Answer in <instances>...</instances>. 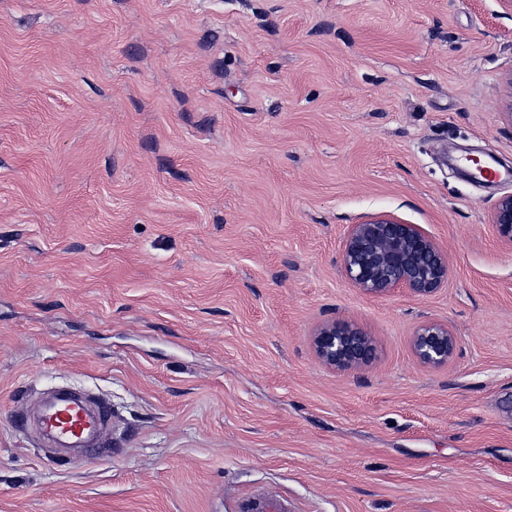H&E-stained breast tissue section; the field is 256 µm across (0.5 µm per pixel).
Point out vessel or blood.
<instances>
[{"instance_id": "vessel-or-blood-1", "label": "vessel or blood", "mask_w": 512, "mask_h": 512, "mask_svg": "<svg viewBox=\"0 0 512 512\" xmlns=\"http://www.w3.org/2000/svg\"><path fill=\"white\" fill-rule=\"evenodd\" d=\"M109 417L107 408L89 407L81 399L66 395L47 403L39 429L44 437L70 448H88L96 441ZM244 512H288L279 497L265 494L243 503Z\"/></svg>"}]
</instances>
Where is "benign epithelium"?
Returning a JSON list of instances; mask_svg holds the SVG:
<instances>
[{"label":"benign epithelium","mask_w":512,"mask_h":512,"mask_svg":"<svg viewBox=\"0 0 512 512\" xmlns=\"http://www.w3.org/2000/svg\"><path fill=\"white\" fill-rule=\"evenodd\" d=\"M492 224L499 240L512 247V195L498 200ZM342 270L354 287L373 295L406 288L427 297L448 282V259L440 248L417 225L383 217L350 225L343 241ZM457 344L451 328L439 322L420 325L412 339L415 357L433 368L448 364ZM312 347L325 366L339 373L370 365L375 354L373 338L345 321L319 326Z\"/></svg>","instance_id":"7a95c632"}]
</instances>
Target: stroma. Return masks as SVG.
<instances>
[{
	"label": "stroma",
	"mask_w": 512,
	"mask_h": 512,
	"mask_svg": "<svg viewBox=\"0 0 512 512\" xmlns=\"http://www.w3.org/2000/svg\"><path fill=\"white\" fill-rule=\"evenodd\" d=\"M460 155L512 168L499 0H0V512H512V181ZM375 216L447 284L353 287ZM333 320L368 367L316 357ZM56 389L103 456L47 448ZM492 224L499 240L512 247V195L498 200L492 215ZM312 347L325 366L339 373L369 366L375 354L373 338L359 325L345 321L319 326L313 334ZM457 337L448 324L426 322L419 326L412 339V349L418 361L438 368L448 364L456 349ZM242 512H288L285 503L279 497L265 494L239 505Z\"/></svg>",
	"instance_id": "obj_1"
}]
</instances>
